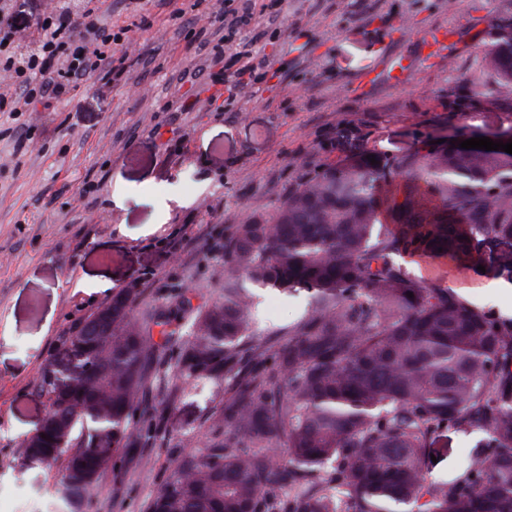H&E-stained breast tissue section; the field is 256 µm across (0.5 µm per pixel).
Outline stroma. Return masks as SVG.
Instances as JSON below:
<instances>
[{
	"label": "stroma",
	"instance_id": "obj_1",
	"mask_svg": "<svg viewBox=\"0 0 512 512\" xmlns=\"http://www.w3.org/2000/svg\"><path fill=\"white\" fill-rule=\"evenodd\" d=\"M505 0H288L272 23L278 36L256 45L274 61L261 97L230 96L196 74L221 24L195 26L145 0L153 29L137 33L130 84L91 82L35 115L0 112V512H65L57 467L23 463L24 442L46 402L37 379L60 341L117 293H134L138 318L162 303L172 282L192 305L215 299L218 260L233 225L271 215L304 176L337 160L346 139L370 150L403 151L452 132L512 127V111L486 101L457 108L450 89L491 39ZM454 30L452 44L429 60L418 51L431 26ZM409 55L403 84L378 73L385 57ZM377 71L370 86L363 75ZM224 96L212 111L210 95ZM28 149L14 153V134ZM125 193L114 207L112 193ZM411 275L480 306L500 309L492 275L445 257L407 256ZM110 281L105 290L88 279ZM168 410V424L205 435L214 404L207 397L167 407L164 389L148 393ZM176 465L172 449L122 453L106 471L91 512H147Z\"/></svg>",
	"mask_w": 512,
	"mask_h": 512
}]
</instances>
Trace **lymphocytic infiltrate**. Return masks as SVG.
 I'll return each instance as SVG.
<instances>
[{
	"label": "lymphocytic infiltrate",
	"mask_w": 512,
	"mask_h": 512,
	"mask_svg": "<svg viewBox=\"0 0 512 512\" xmlns=\"http://www.w3.org/2000/svg\"><path fill=\"white\" fill-rule=\"evenodd\" d=\"M106 0H79L76 8L53 7L32 15L23 0H0V112L49 109L88 81L105 84L127 81L135 54L132 30L152 23L140 16L133 25L113 28L105 18ZM285 0L241 6L207 14L208 23H221L223 45L209 58L211 84L259 92L271 62L253 42H234L236 30L255 19L274 20Z\"/></svg>",
	"instance_id": "1"
}]
</instances>
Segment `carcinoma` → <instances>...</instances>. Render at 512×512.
Returning a JSON list of instances; mask_svg holds the SVG:
<instances>
[{
  "instance_id": "1",
  "label": "carcinoma",
  "mask_w": 512,
  "mask_h": 512,
  "mask_svg": "<svg viewBox=\"0 0 512 512\" xmlns=\"http://www.w3.org/2000/svg\"><path fill=\"white\" fill-rule=\"evenodd\" d=\"M491 91L512 103L511 6L452 95ZM398 178L402 198L382 196ZM502 244L512 247V154L349 143L272 217L224 235L216 299L194 308L175 282L171 305L112 322V335L78 357V374L41 373L36 392L62 395L67 422L66 447L40 452L60 465L59 499L67 512L92 508L100 479L79 467L101 454L105 472L122 448L185 447L143 399L164 357L178 381L170 401L210 388L224 399L202 448L179 453L148 512H512V317L396 261L442 255L512 283V255L495 256ZM261 292L301 295L306 312L267 324ZM474 429L485 438L464 470L431 477L437 439Z\"/></svg>"
}]
</instances>
